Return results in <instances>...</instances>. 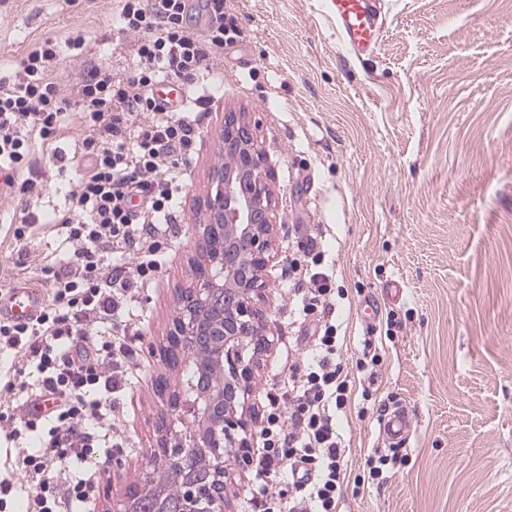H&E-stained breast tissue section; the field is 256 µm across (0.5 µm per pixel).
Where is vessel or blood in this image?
Wrapping results in <instances>:
<instances>
[{
    "label": "vessel or blood",
    "mask_w": 512,
    "mask_h": 512,
    "mask_svg": "<svg viewBox=\"0 0 512 512\" xmlns=\"http://www.w3.org/2000/svg\"><path fill=\"white\" fill-rule=\"evenodd\" d=\"M324 7L352 54L361 55L375 47L382 27L378 0H324ZM45 304L44 288L26 280H15L0 289V320L32 321L41 314ZM381 431L390 443H399L410 431V420L399 412L385 415Z\"/></svg>",
    "instance_id": "b4317fda"
}]
</instances>
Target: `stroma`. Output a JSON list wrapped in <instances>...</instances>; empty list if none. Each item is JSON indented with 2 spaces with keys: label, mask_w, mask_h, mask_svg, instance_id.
I'll list each match as a JSON object with an SVG mask.
<instances>
[{
  "label": "stroma",
  "mask_w": 512,
  "mask_h": 512,
  "mask_svg": "<svg viewBox=\"0 0 512 512\" xmlns=\"http://www.w3.org/2000/svg\"><path fill=\"white\" fill-rule=\"evenodd\" d=\"M119 0H0V67L45 37L65 43L84 30L87 59L121 72L132 41L112 37ZM376 48L354 57L321 0H224L237 33L216 56L222 98L200 121L187 171L183 221L173 225L159 278L140 289L123 344L138 369L116 414L128 438L118 471L101 474L91 512L144 468L165 406L156 392L174 372L165 344L178 289L199 253L193 214L222 153L225 113L242 112L273 173L274 252L266 323L271 346L251 384L260 425L311 335L280 272L322 254L339 294L333 318L351 373V399L336 416L347 483L338 512H512V0H380ZM79 113L60 118L56 139L29 132L33 177L24 204L0 194V287L18 276L46 284L66 265L67 208L84 164L59 169L54 155L80 153ZM38 219L19 247L11 227ZM377 354L360 370L365 340ZM406 408L411 434L382 438L384 410ZM386 457L379 476L372 460ZM19 451L0 432V479L12 482L0 512H25L30 484ZM230 462V512H257L254 470Z\"/></svg>",
  "instance_id": "35a3bbf8"
}]
</instances>
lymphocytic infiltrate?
<instances>
[{
  "label": "lymphocytic infiltrate",
  "instance_id": "1",
  "mask_svg": "<svg viewBox=\"0 0 512 512\" xmlns=\"http://www.w3.org/2000/svg\"><path fill=\"white\" fill-rule=\"evenodd\" d=\"M116 33L133 37L136 64L124 75L93 64L74 94H65L50 74L60 58L54 38H44L19 61L14 81L0 78V166L9 171L10 194L38 195L26 128L55 139L61 112H79L86 135L87 172L59 219L69 245L65 267L47 268L52 299L36 320L0 321V346L20 349L35 383H21L28 399L52 395L57 404L44 418L0 412L9 436L21 444L38 439L24 454L33 487L29 512H78L92 497L100 471L111 463L119 426L116 394L129 388L131 361L114 322L133 313L138 288L155 277L168 245L167 225L182 221L183 171L199 136V115L155 94L158 84L194 86L212 71L214 54L230 39L224 0H204L205 34L186 22L187 0H121ZM131 256L112 269L109 258ZM303 316L323 315L301 342L316 356L291 367L288 387L270 410L253 467L262 477L264 512H336L346 480L336 411L350 398L333 309L332 277L324 271L297 285ZM299 494L275 492L284 474Z\"/></svg>",
  "mask_w": 512,
  "mask_h": 512
}]
</instances>
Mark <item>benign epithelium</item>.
Masks as SVG:
<instances>
[{"mask_svg":"<svg viewBox=\"0 0 512 512\" xmlns=\"http://www.w3.org/2000/svg\"><path fill=\"white\" fill-rule=\"evenodd\" d=\"M217 140L225 164L211 170L198 202L201 252L191 286L176 295V315L161 349L165 360L172 350L200 354L215 376L164 391L163 434L148 449L159 468L172 461L169 448L176 446L183 466L198 462L209 469L210 485H182L181 512H227L224 449H240L239 466H251L249 383L257 356L270 345L261 308L274 224L265 157L243 112L224 113ZM137 489H152L161 501L167 485L149 469L112 497L110 512H139Z\"/></svg>","mask_w":512,"mask_h":512,"instance_id":"obj_1","label":"benign epithelium"}]
</instances>
